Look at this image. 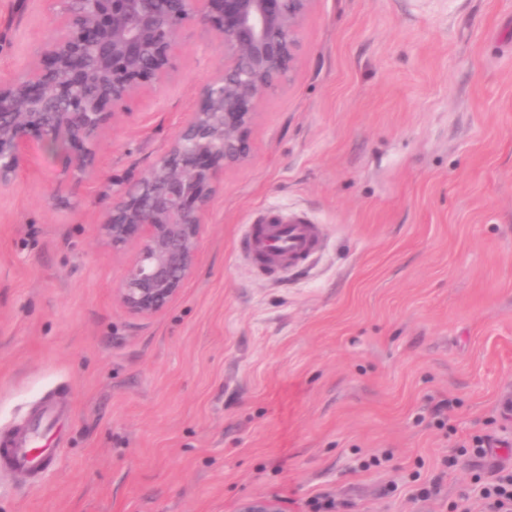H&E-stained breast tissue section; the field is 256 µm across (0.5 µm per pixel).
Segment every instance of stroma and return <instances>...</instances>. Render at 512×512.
<instances>
[{
	"label": "stroma",
	"mask_w": 512,
	"mask_h": 512,
	"mask_svg": "<svg viewBox=\"0 0 512 512\" xmlns=\"http://www.w3.org/2000/svg\"><path fill=\"white\" fill-rule=\"evenodd\" d=\"M54 33L48 0H0V78ZM299 40L155 316L119 304L132 252L98 224L194 108L213 33L188 30L107 127L103 175L60 181L42 154L0 185V437L60 409L46 469L0 465V512H450L512 467L442 465L475 435L512 443V0H314ZM268 204L325 238L279 278L235 249Z\"/></svg>",
	"instance_id": "1"
}]
</instances>
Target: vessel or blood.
Wrapping results in <instances>:
<instances>
[{"label":"vessel or blood","instance_id":"vessel-or-blood-1","mask_svg":"<svg viewBox=\"0 0 512 512\" xmlns=\"http://www.w3.org/2000/svg\"><path fill=\"white\" fill-rule=\"evenodd\" d=\"M321 245L322 228L307 213L265 207L246 225L239 249L258 273L266 274L308 261ZM56 421L55 410L44 408L27 433L1 440L0 463L29 474L50 463L53 451L47 447L42 433Z\"/></svg>","mask_w":512,"mask_h":512}]
</instances>
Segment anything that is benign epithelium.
Listing matches in <instances>:
<instances>
[{"mask_svg": "<svg viewBox=\"0 0 512 512\" xmlns=\"http://www.w3.org/2000/svg\"><path fill=\"white\" fill-rule=\"evenodd\" d=\"M314 0H58L61 35L32 62L0 80V184L37 153L59 176H93L111 118L174 68V49L191 27L213 30L222 65L151 171L121 184L99 224L115 250L138 251L116 295L131 315L151 317L180 293L200 246L202 216L228 166L249 156L263 100L291 73L298 33ZM238 512H282L278 501L248 499Z\"/></svg>", "mask_w": 512, "mask_h": 512, "instance_id": "7a95c632", "label": "benign epithelium"}]
</instances>
